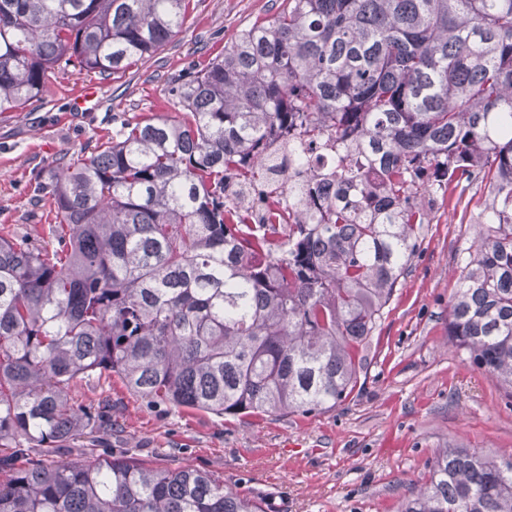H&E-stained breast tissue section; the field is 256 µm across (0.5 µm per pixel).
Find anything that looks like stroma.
<instances>
[{"instance_id": "obj_1", "label": "stroma", "mask_w": 512, "mask_h": 512, "mask_svg": "<svg viewBox=\"0 0 512 512\" xmlns=\"http://www.w3.org/2000/svg\"><path fill=\"white\" fill-rule=\"evenodd\" d=\"M284 0H190L179 32L150 57L111 76L73 70L47 80L41 105L0 113V229L42 242L54 212L33 197L40 176L87 155L125 120L173 115L169 89L206 68L241 29L272 19ZM92 108L72 106L78 88ZM490 182L435 193L431 221L374 331L353 392L308 415L217 416L150 403L119 376L76 380L80 405L112 400L99 448L161 466L210 472L269 496L274 512H398L430 478L438 449L512 456V397L448 340L449 304L474 253Z\"/></svg>"}]
</instances>
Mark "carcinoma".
Returning a JSON list of instances; mask_svg holds the SVG:
<instances>
[{"mask_svg": "<svg viewBox=\"0 0 512 512\" xmlns=\"http://www.w3.org/2000/svg\"><path fill=\"white\" fill-rule=\"evenodd\" d=\"M188 0H0V112L63 65L110 76L180 30ZM178 115L124 122L37 181L41 246L0 235V512H268L197 469L72 444L116 374L155 403L217 416L311 414L357 386L430 223L436 189L490 178L448 339L512 392V0H288L170 90ZM330 147L273 178V146ZM336 183L320 196L317 181ZM288 188L294 223L244 224ZM401 512H512V457L441 448Z\"/></svg>", "mask_w": 512, "mask_h": 512, "instance_id": "cac0c4a2", "label": "carcinoma"}]
</instances>
